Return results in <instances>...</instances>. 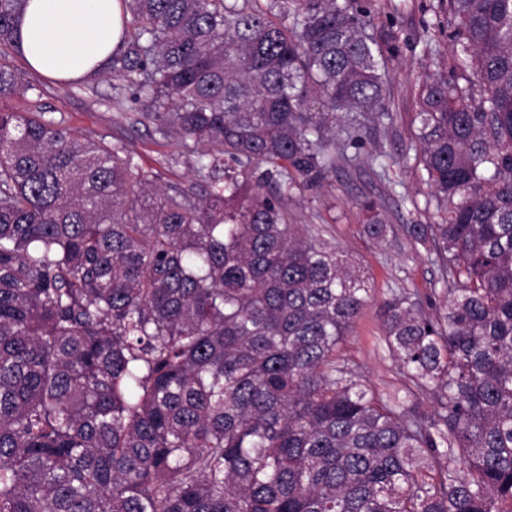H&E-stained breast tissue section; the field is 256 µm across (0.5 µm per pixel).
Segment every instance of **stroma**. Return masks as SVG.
<instances>
[{
	"instance_id": "1",
	"label": "stroma",
	"mask_w": 512,
	"mask_h": 512,
	"mask_svg": "<svg viewBox=\"0 0 512 512\" xmlns=\"http://www.w3.org/2000/svg\"><path fill=\"white\" fill-rule=\"evenodd\" d=\"M367 6L375 34L391 31L398 36L399 52L388 63L394 121L372 132L393 162L390 175L379 176L366 163L338 169L323 187L297 192L288 210L296 224L320 228L324 239L339 245L368 277L373 299L356 319L342 350L371 387L390 393L400 389L403 380L396 360L381 342L379 304L397 288L424 296L442 288L439 264L422 246L413 244L404 227L440 220L433 189L414 161L413 130L418 81L428 73L433 56L450 49L447 37L430 41L426 27L447 21L448 7L442 0H368ZM9 63L22 79L44 89L41 97L18 101V108L38 106L64 118L78 136L125 143L141 166L155 172L162 189L189 188L198 197L205 193L207 185L196 168L197 148H184L173 136L162 137L138 105H114L111 73L76 85L34 72L18 56H10ZM364 197L377 203L385 219L388 232L382 241L368 238L362 230L356 202Z\"/></svg>"
}]
</instances>
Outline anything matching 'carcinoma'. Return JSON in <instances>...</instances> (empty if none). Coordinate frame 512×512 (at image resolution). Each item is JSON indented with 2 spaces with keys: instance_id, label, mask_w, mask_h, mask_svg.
<instances>
[{
  "instance_id": "cac0c4a2",
  "label": "carcinoma",
  "mask_w": 512,
  "mask_h": 512,
  "mask_svg": "<svg viewBox=\"0 0 512 512\" xmlns=\"http://www.w3.org/2000/svg\"><path fill=\"white\" fill-rule=\"evenodd\" d=\"M112 77L208 147L196 200L126 146L10 103L0 62V512H512V0H448L418 89L444 304H380L407 381L341 344L371 294L286 202L387 155V56L358 0H121ZM28 0H0V58ZM364 233L385 237L374 202ZM435 400L425 413L419 395Z\"/></svg>"
}]
</instances>
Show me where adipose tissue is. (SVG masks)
<instances>
[{
    "mask_svg": "<svg viewBox=\"0 0 512 512\" xmlns=\"http://www.w3.org/2000/svg\"><path fill=\"white\" fill-rule=\"evenodd\" d=\"M121 29L120 0H29L18 45L39 74L74 80L106 69Z\"/></svg>",
    "mask_w": 512,
    "mask_h": 512,
    "instance_id": "1",
    "label": "adipose tissue"
}]
</instances>
